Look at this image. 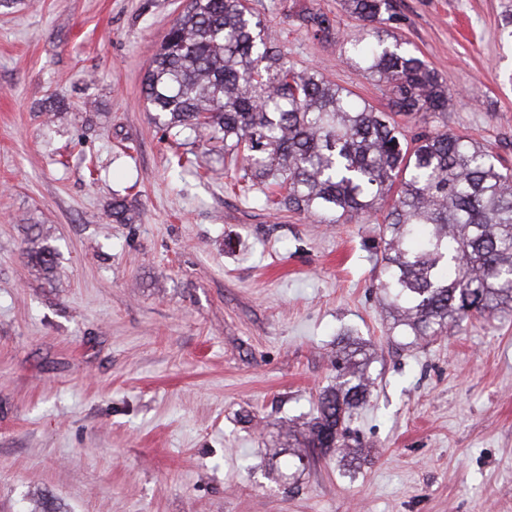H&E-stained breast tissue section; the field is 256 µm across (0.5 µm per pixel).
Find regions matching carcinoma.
Returning <instances> with one entry per match:
<instances>
[{
  "label": "carcinoma",
  "instance_id": "carcinoma-1",
  "mask_svg": "<svg viewBox=\"0 0 512 512\" xmlns=\"http://www.w3.org/2000/svg\"><path fill=\"white\" fill-rule=\"evenodd\" d=\"M360 21L340 59L391 102L382 112L331 81L300 69L246 0H190L164 37L143 85L163 126L224 142L241 157L242 189L280 190L264 205L329 224L383 215L385 240L375 287L392 329L440 336L462 322L512 308V174L484 144L429 125L455 95L392 30L394 0H341ZM299 26L328 39L335 20L298 14ZM419 117L409 133L396 117ZM27 255L50 275L54 252ZM369 393L357 371L319 400L308 447H345V422Z\"/></svg>",
  "mask_w": 512,
  "mask_h": 512
}]
</instances>
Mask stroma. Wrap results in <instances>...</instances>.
I'll list each match as a JSON object with an SVG mask.
<instances>
[{
    "label": "stroma",
    "instance_id": "35a3bbf8",
    "mask_svg": "<svg viewBox=\"0 0 512 512\" xmlns=\"http://www.w3.org/2000/svg\"><path fill=\"white\" fill-rule=\"evenodd\" d=\"M188 3L0 6V512H512V309L398 334L381 216L268 209L223 149L165 133L142 80ZM396 4L460 95L448 130L512 168V0ZM249 5L297 66L385 109L296 22L314 7L356 34L339 0ZM351 339L373 384L323 456L306 424Z\"/></svg>",
    "mask_w": 512,
    "mask_h": 512
}]
</instances>
